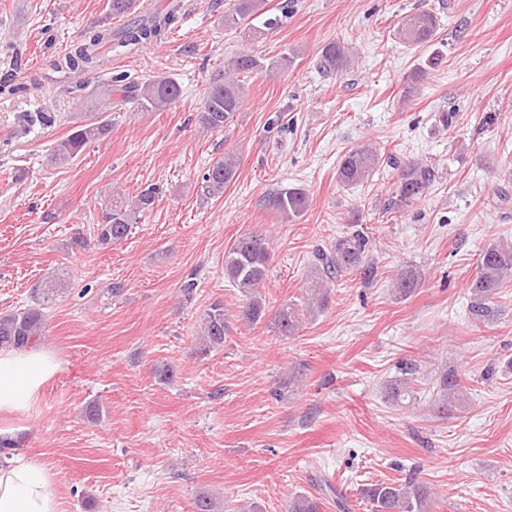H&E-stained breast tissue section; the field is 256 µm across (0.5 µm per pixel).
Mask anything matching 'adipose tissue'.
<instances>
[{"mask_svg":"<svg viewBox=\"0 0 512 512\" xmlns=\"http://www.w3.org/2000/svg\"><path fill=\"white\" fill-rule=\"evenodd\" d=\"M60 368L49 350L0 349V413L24 412ZM60 480L38 458L0 466V512H60Z\"/></svg>","mask_w":512,"mask_h":512,"instance_id":"ef3b65f1","label":"adipose tissue"}]
</instances>
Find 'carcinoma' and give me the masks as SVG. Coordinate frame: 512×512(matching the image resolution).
<instances>
[{
    "label": "carcinoma",
    "instance_id": "1",
    "mask_svg": "<svg viewBox=\"0 0 512 512\" xmlns=\"http://www.w3.org/2000/svg\"><path fill=\"white\" fill-rule=\"evenodd\" d=\"M265 0H234L232 8L224 12V26L240 28L250 26V19L260 14ZM179 4H173L162 12L152 14L146 19L132 21L122 28H96L82 42L73 45L56 63L60 69L85 74L100 66L103 48L136 49L144 44L162 39V36L175 23ZM438 30V18L431 11L413 12L403 16L396 30V36L411 48L430 47L435 41ZM443 60L440 52L432 51L422 63L418 64L413 82L404 88V98L409 101L418 90L417 81L430 69L436 68ZM351 62L348 47L337 41L325 44L318 58V68L326 73L347 67ZM292 63V56L282 54L269 65L248 53H239L232 57L224 72L212 78L197 113V122L205 129L221 131L228 125L243 104L244 87L238 76L242 73L266 70H283ZM96 97L121 96L122 100H132L146 112L164 111L180 96V87L175 80L157 77L145 82L128 80L125 75H117L111 81L94 89ZM101 112L80 117L72 132L59 140L53 149L52 160L56 163H69L77 158L88 144L104 138L110 130L109 121L104 113L112 106L100 102ZM378 164L375 152L368 146H362L347 152L337 169V181L345 187H353L367 179ZM395 196L390 206L404 212L418 203L426 195L434 174L429 166L409 161L398 166ZM237 160L226 155L212 163L204 173L207 192L210 195L221 193L236 176ZM155 200L154 191H141L137 198L126 202L121 196H112V204L101 225L99 241L103 244L122 241L128 231L132 214L148 209ZM310 205V196L301 186L281 185L265 199V206L282 220L294 222L299 219ZM371 241L364 230L347 231L336 239L328 249L315 251V263L310 285L306 288L305 311L309 314L324 310L335 283L348 275H358L369 281L375 277L377 267L369 256ZM271 260V243L267 234L253 230L240 236L224 254V275L231 285L243 297L240 306V318L248 324H256L266 316L265 302L259 288L267 279ZM512 276V244L491 243L486 245L477 263V273L471 289L473 300L470 305L472 322L486 321L492 312L491 299L498 289ZM420 284V275L410 269L402 271L395 279L396 293L405 297ZM61 291L59 281H39L31 288L32 305L13 313L0 316V348L22 349L32 347L44 335L46 316L43 305L50 303ZM273 322L280 336L288 338L295 335L301 326L299 310L293 306L281 308L274 314ZM229 325L224 316V305L214 304L201 318V335L197 352L206 355L224 346ZM416 368L403 370V377L384 386L385 398L394 405L405 401L417 400L418 391L414 390ZM459 383L455 376L443 374L433 382L440 409L448 410V400L458 393ZM370 512H427L430 492L427 487L409 481L396 485L392 482H377L362 489ZM285 512H320L318 498L307 495H295L288 498Z\"/></svg>",
    "mask_w": 512,
    "mask_h": 512
}]
</instances>
